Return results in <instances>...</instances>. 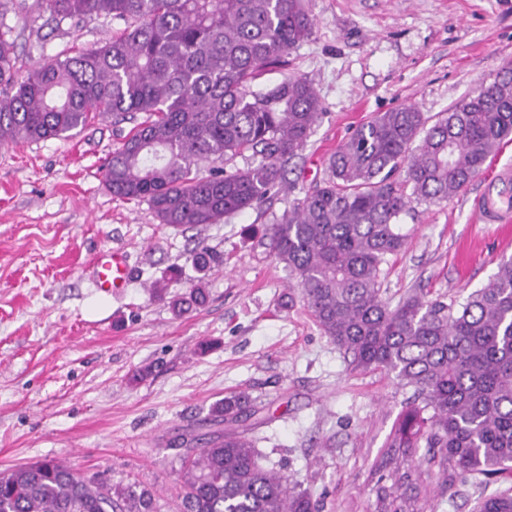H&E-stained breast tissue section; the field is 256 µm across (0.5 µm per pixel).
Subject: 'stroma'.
<instances>
[{"label":"stroma","mask_w":512,"mask_h":512,"mask_svg":"<svg viewBox=\"0 0 512 512\" xmlns=\"http://www.w3.org/2000/svg\"><path fill=\"white\" fill-rule=\"evenodd\" d=\"M311 37L261 85L310 79L321 116L260 207L195 229L159 223L147 203L112 196L102 167L129 123L92 120L77 135L0 145V471L44 459L85 478L134 483L158 512H177L182 449L210 432L213 404L247 392L256 415L234 423L264 465L287 474L322 512H368L382 454L410 389L394 375L353 370L314 321L282 263L259 245L267 224L323 179L330 155L372 116L416 105L445 112L512 64V0H306ZM104 19L55 23L35 0L0 9L20 70L106 42ZM512 170V139L440 204L413 203L408 239L384 266L390 305L417 291L463 303L512 256V228L482 224L475 201ZM130 257L119 297L94 288L102 249ZM206 248V306L175 316L149 288L171 267L175 295L195 284L190 253ZM213 341L199 354L200 341ZM433 470L425 512H471L481 491Z\"/></svg>","instance_id":"1"}]
</instances>
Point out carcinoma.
Listing matches in <instances>:
<instances>
[{
  "label": "carcinoma",
  "mask_w": 512,
  "mask_h": 512,
  "mask_svg": "<svg viewBox=\"0 0 512 512\" xmlns=\"http://www.w3.org/2000/svg\"><path fill=\"white\" fill-rule=\"evenodd\" d=\"M58 23L104 17L122 24L102 45L15 68L0 36V143L64 138L92 119L134 123L105 164L112 195L148 203L161 224H218L276 193L288 160L321 115L305 77L264 89L255 82L286 63L312 34L303 0H37ZM512 136V68L441 118L414 105L377 114L334 152L326 177L265 227L262 244L283 263L316 323L364 372L392 374L413 395L396 422L384 464L424 446L430 461L486 486H507L474 512H512V257L453 309L412 293L392 307L382 266L407 235L414 201L440 203L482 171ZM246 152L259 162L227 171ZM208 165V173L201 166ZM205 273L216 263L191 252ZM202 284L171 301L187 314L206 303ZM256 412L246 392L211 408L210 421ZM180 512H319L305 491L265 467L252 442L227 429L182 433ZM376 482L374 512H419L395 490L421 474ZM0 512H156L153 494L76 475L43 460L0 473Z\"/></svg>",
  "instance_id": "obj_1"
}]
</instances>
